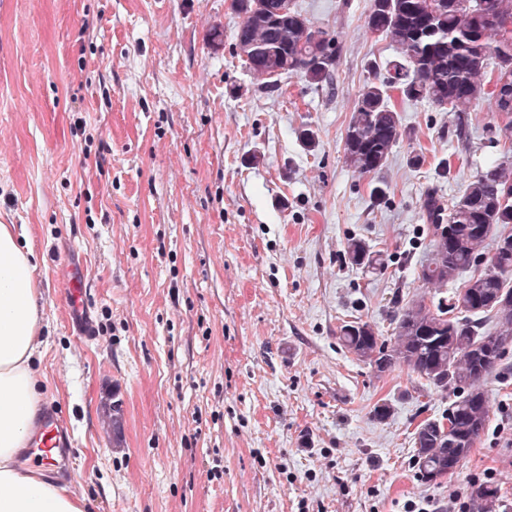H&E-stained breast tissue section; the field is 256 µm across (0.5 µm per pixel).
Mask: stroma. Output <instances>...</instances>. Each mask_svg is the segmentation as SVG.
I'll return each instance as SVG.
<instances>
[{
    "label": "stroma",
    "instance_id": "obj_1",
    "mask_svg": "<svg viewBox=\"0 0 512 512\" xmlns=\"http://www.w3.org/2000/svg\"><path fill=\"white\" fill-rule=\"evenodd\" d=\"M297 3L335 41L333 89L257 88L230 0H0V224L35 256L32 370L74 438L48 477L86 512H449L489 473L512 512L511 370L485 381L467 458L426 484L415 433L452 392L398 364L375 373L339 340L358 318L390 337L399 301L435 299L418 277L424 200L496 160L507 119L485 99L460 115L392 90L402 135L381 171H353L345 129L397 52L371 0ZM352 237L384 268L351 265Z\"/></svg>",
    "mask_w": 512,
    "mask_h": 512
}]
</instances>
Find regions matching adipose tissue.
I'll use <instances>...</instances> for the list:
<instances>
[{"label": "adipose tissue", "mask_w": 512, "mask_h": 512, "mask_svg": "<svg viewBox=\"0 0 512 512\" xmlns=\"http://www.w3.org/2000/svg\"><path fill=\"white\" fill-rule=\"evenodd\" d=\"M34 258L13 225L0 224V512H85L66 488L21 469L40 391L31 372L40 331Z\"/></svg>", "instance_id": "ef3b65f1"}]
</instances>
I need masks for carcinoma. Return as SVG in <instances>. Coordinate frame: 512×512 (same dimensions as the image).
Here are the masks:
<instances>
[{
	"mask_svg": "<svg viewBox=\"0 0 512 512\" xmlns=\"http://www.w3.org/2000/svg\"><path fill=\"white\" fill-rule=\"evenodd\" d=\"M234 47L251 44L244 59L258 86L279 89L296 76L316 88L332 83L336 64L333 38H310L308 19L298 6L278 19L243 6ZM512 18V0H372L370 23L381 40L400 54L396 75L366 84L358 95L344 136L345 163L367 174L381 170L401 136L402 116L391 106L390 89L411 101L428 100L450 112H464L492 90L479 82L481 71L512 68V41L499 39L487 22L491 15ZM512 158L478 173L463 192L443 201L432 192L424 200L433 253L419 277L440 289L461 273L477 274L452 296L426 303L413 299L401 307L395 336L376 335L366 321L342 326L344 348L383 373L403 364L436 390H453L454 400L441 419L424 422L416 432L413 463L421 481L431 483L452 464L462 462L489 419L484 379L508 364L512 343ZM495 236L484 265L479 248ZM352 265L383 266L380 255L360 239L347 242ZM476 512H496L498 490L487 482L470 486Z\"/></svg>",
	"mask_w": 512,
	"mask_h": 512,
	"instance_id": "cac0c4a2",
	"label": "carcinoma"
}]
</instances>
